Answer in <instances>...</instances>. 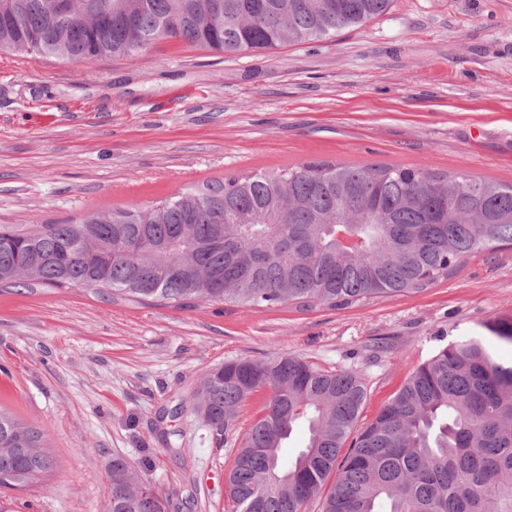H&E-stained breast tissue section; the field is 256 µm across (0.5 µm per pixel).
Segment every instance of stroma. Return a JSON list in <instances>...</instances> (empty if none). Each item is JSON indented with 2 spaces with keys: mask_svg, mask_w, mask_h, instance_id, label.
I'll use <instances>...</instances> for the list:
<instances>
[{
  "mask_svg": "<svg viewBox=\"0 0 512 512\" xmlns=\"http://www.w3.org/2000/svg\"><path fill=\"white\" fill-rule=\"evenodd\" d=\"M512 182V0H394L329 40L227 56L163 39L93 62L0 50V224H73L189 185L309 162ZM512 316V249L420 292L346 310L0 295V409L56 466L8 512H108L112 459L180 512H232L224 477L260 391L216 442L194 411L228 359L299 356L367 384L370 421L449 343Z\"/></svg>",
  "mask_w": 512,
  "mask_h": 512,
  "instance_id": "stroma-1",
  "label": "stroma"
}]
</instances>
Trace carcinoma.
I'll list each match as a JSON object with an SVG mask.
<instances>
[{"instance_id": "obj_1", "label": "carcinoma", "mask_w": 512, "mask_h": 512, "mask_svg": "<svg viewBox=\"0 0 512 512\" xmlns=\"http://www.w3.org/2000/svg\"><path fill=\"white\" fill-rule=\"evenodd\" d=\"M0 0V50L94 61L176 38L224 54L330 39L393 0ZM357 240L343 250L336 233ZM512 246V184L404 166L306 163L228 175L167 201L92 212L76 224H0V293L83 288L98 299L177 307L345 310L422 292L473 254ZM420 364L359 424L363 375L291 354L230 359L194 393L218 432L259 391L226 478L234 512H512V317L483 323ZM308 440L288 467L299 422ZM55 467L41 430L0 410V490ZM112 458L109 512H167L169 500ZM307 438V425L305 423L297 425L282 449L281 459L284 464L291 463L295 459L300 450L303 449Z\"/></svg>"}]
</instances>
